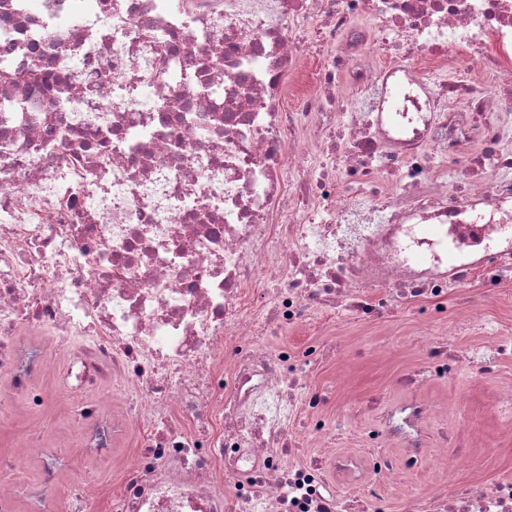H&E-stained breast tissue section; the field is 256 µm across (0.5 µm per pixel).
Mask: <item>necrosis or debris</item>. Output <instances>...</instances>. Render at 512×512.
I'll return each mask as SVG.
<instances>
[{"mask_svg": "<svg viewBox=\"0 0 512 512\" xmlns=\"http://www.w3.org/2000/svg\"><path fill=\"white\" fill-rule=\"evenodd\" d=\"M306 56L317 70L284 106ZM2 99L15 109L0 111V371L42 410L57 393L34 378L53 351L85 399L77 454L29 430L39 477L0 459V512L19 498L100 512L78 462L144 422L123 512H224L226 482L243 512H370L378 478L431 448L466 468L421 388L511 345L457 360L427 341L365 453L325 468L299 455L332 429L295 418L326 350L261 339L319 309L373 322L441 307L472 273L488 290L512 282V0H0ZM423 224L445 229L456 265ZM353 486L366 499H341ZM431 507L512 512V485Z\"/></svg>", "mask_w": 512, "mask_h": 512, "instance_id": "4bbe7bcc", "label": "necrosis or debris"}]
</instances>
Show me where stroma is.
Segmentation results:
<instances>
[{
  "instance_id": "obj_1",
  "label": "stroma",
  "mask_w": 512,
  "mask_h": 512,
  "mask_svg": "<svg viewBox=\"0 0 512 512\" xmlns=\"http://www.w3.org/2000/svg\"><path fill=\"white\" fill-rule=\"evenodd\" d=\"M474 310L495 316L500 326L492 333L462 332L456 340L461 355L499 339L512 342V285L476 292L471 304L455 307L445 320L436 321L401 307L388 313L381 323L359 324L351 322L346 314L326 310L313 313L297 329L265 337L264 344L270 350L285 345L302 348L328 340L348 355L345 366L327 357L310 371L313 385L326 397L321 415L340 425L342 439L336 446L308 439L305 458L325 457L339 447H362L372 407L400 397L395 380L403 369L421 362L422 343L434 334L447 333L449 322L464 320ZM341 373L347 377L342 388L335 383ZM423 395L437 404L432 424L458 432L471 450L473 464L451 484L438 475L437 453L429 452L418 467L400 475L398 485L385 489L383 512H420L434 496L451 495L458 483L490 488L512 481V417L495 410L497 403L512 398V359L500 361L492 372L482 376L428 382ZM149 433L145 425L134 429L116 448L111 463L100 466L98 476L108 494L107 512H119L126 478Z\"/></svg>"
}]
</instances>
